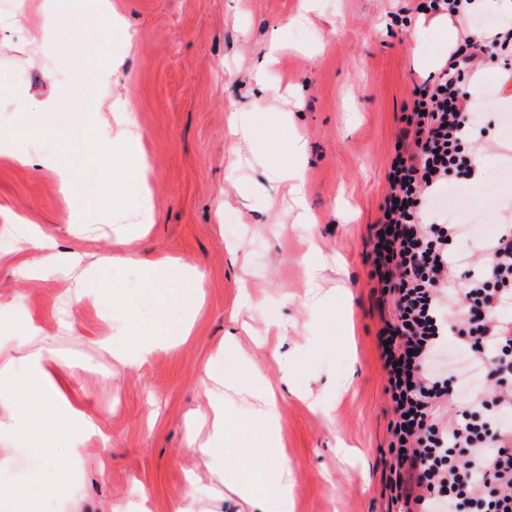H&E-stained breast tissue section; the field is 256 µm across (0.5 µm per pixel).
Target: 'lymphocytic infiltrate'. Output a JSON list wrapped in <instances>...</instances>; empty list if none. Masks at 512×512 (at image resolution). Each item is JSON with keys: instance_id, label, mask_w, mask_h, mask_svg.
Returning a JSON list of instances; mask_svg holds the SVG:
<instances>
[{"instance_id": "lymphocytic-infiltrate-1", "label": "lymphocytic infiltrate", "mask_w": 512, "mask_h": 512, "mask_svg": "<svg viewBox=\"0 0 512 512\" xmlns=\"http://www.w3.org/2000/svg\"><path fill=\"white\" fill-rule=\"evenodd\" d=\"M491 57L512 69V27L464 37L414 89L373 226L370 257L391 305L378 339L395 512H512V225L461 250L466 225L434 207L438 189L474 174L485 129L461 83Z\"/></svg>"}]
</instances>
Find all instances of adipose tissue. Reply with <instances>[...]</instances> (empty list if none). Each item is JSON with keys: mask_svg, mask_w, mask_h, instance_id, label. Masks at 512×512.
<instances>
[{"mask_svg": "<svg viewBox=\"0 0 512 512\" xmlns=\"http://www.w3.org/2000/svg\"><path fill=\"white\" fill-rule=\"evenodd\" d=\"M286 150L291 162L285 167L262 153L256 159L274 177L288 182L300 201L304 198L302 169L306 144L294 137L288 140ZM107 154L119 165V177L112 183L113 194L120 195L145 184L146 165L140 135L125 134L109 140ZM18 230L22 246L0 247V256L12 255L17 274L32 280L50 276L66 279L69 294L77 304L93 301L109 308L122 302L121 293L104 287L97 267L101 264L116 269L130 267L135 259L129 251L103 256L99 264L88 265L79 252L58 251L55 241L41 235L33 225L22 224ZM1 327L17 331L19 337L0 342V466L8 463L10 451L20 443L42 458L53 474V483L45 485L38 475L24 483L0 480V502L14 505L19 512H46L48 500L63 497L75 510L80 496L70 485V464L62 458L61 451L83 447L101 437L98 419L75 396L72 379L51 372L55 353L42 346L41 329L24 310L0 309ZM169 340L164 324L145 327L132 322L120 328L117 335L96 337L95 343L119 364L138 366ZM224 353L237 360L239 371L206 385L210 408L205 421L207 431L205 436H192L189 444L206 458L225 486L242 497L260 498L263 512H293L291 464L277 439L280 401L266 388L252 360L243 357L234 342H225ZM244 384L256 391L260 405L252 425L239 427L233 436L226 431L224 395Z\"/></svg>", "mask_w": 512, "mask_h": 512, "instance_id": "obj_1", "label": "adipose tissue"}]
</instances>
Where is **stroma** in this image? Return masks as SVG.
<instances>
[{
	"instance_id": "obj_1",
	"label": "stroma",
	"mask_w": 512,
	"mask_h": 512,
	"mask_svg": "<svg viewBox=\"0 0 512 512\" xmlns=\"http://www.w3.org/2000/svg\"><path fill=\"white\" fill-rule=\"evenodd\" d=\"M85 0L73 32H49L42 0H0V133L18 138L23 161L0 157V221L18 215L93 261L134 222L136 198H102V179L74 177L75 191L99 201L95 222L73 221L44 156L79 168L125 126L103 102L134 112L148 165L155 221L132 249L144 264L165 261L205 273L191 336L142 367L111 369L92 339L132 319L165 318L177 329L186 281L144 292L135 273L103 270L104 284L148 303L113 307L104 320L92 303L72 304L65 282L26 280L0 261V303L21 299L54 350L52 370L76 374L77 397L100 415L108 444L89 443L72 478L85 512H174L187 474L204 488L197 512H260L224 488L188 444V420L206 410L203 382L233 370L224 339L236 337L281 400L280 445L292 464L294 512H388L384 459L393 418L376 334L369 227L380 214L387 174L416 86L448 58L442 37L414 67L409 44L420 0H322L309 23L292 25L301 0ZM28 19L9 25L18 14ZM53 71L46 79L45 71ZM493 87L480 103L485 138L496 148L481 181L455 184L442 207L480 236L512 207V103L496 61L479 72ZM267 112L277 125L262 141L280 164L282 140L307 144L303 169L318 223L296 228L286 184L232 135V113ZM332 263L322 271L325 308L305 305L309 248ZM299 356L285 380L284 355Z\"/></svg>"
}]
</instances>
